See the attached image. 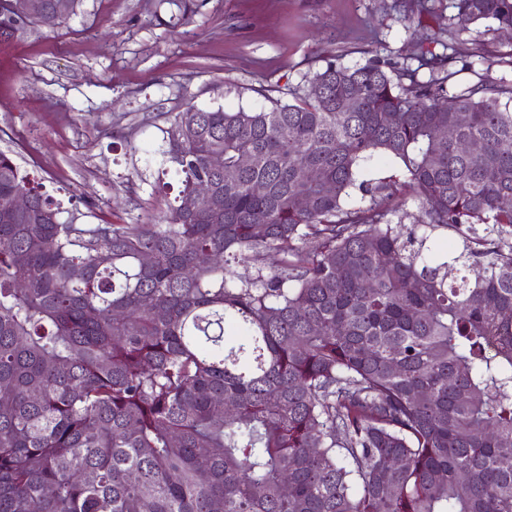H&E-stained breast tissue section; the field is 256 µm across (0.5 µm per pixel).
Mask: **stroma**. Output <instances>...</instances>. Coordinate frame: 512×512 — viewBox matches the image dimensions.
<instances>
[{
	"label": "stroma",
	"instance_id": "35a3bbf8",
	"mask_svg": "<svg viewBox=\"0 0 512 512\" xmlns=\"http://www.w3.org/2000/svg\"><path fill=\"white\" fill-rule=\"evenodd\" d=\"M397 0H79L54 27L0 37V150L41 179L76 223L143 224L166 210L155 191L170 115L257 109L280 88L335 62L402 61L451 41L455 83L512 82V37L479 25L452 36ZM485 43L503 61L474 60Z\"/></svg>",
	"mask_w": 512,
	"mask_h": 512
}]
</instances>
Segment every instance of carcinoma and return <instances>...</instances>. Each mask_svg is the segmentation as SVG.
Listing matches in <instances>:
<instances>
[{
    "instance_id": "obj_1",
    "label": "carcinoma",
    "mask_w": 512,
    "mask_h": 512,
    "mask_svg": "<svg viewBox=\"0 0 512 512\" xmlns=\"http://www.w3.org/2000/svg\"><path fill=\"white\" fill-rule=\"evenodd\" d=\"M448 49L175 113L152 224L64 219L0 151V512H512V82Z\"/></svg>"
}]
</instances>
